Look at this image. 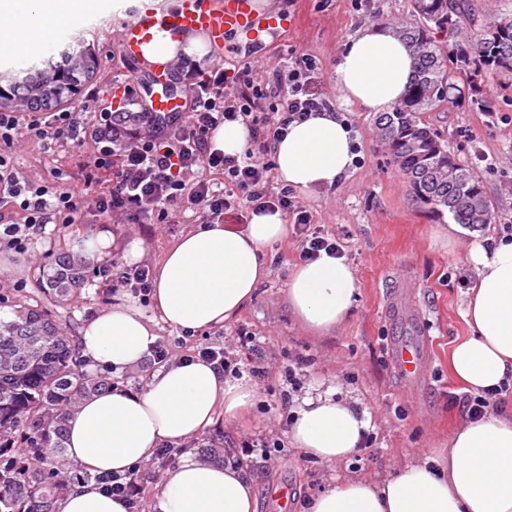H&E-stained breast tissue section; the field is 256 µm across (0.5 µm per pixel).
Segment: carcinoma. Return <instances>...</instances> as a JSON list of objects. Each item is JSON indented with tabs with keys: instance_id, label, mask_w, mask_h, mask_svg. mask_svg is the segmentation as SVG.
Listing matches in <instances>:
<instances>
[{
	"instance_id": "1",
	"label": "carcinoma",
	"mask_w": 512,
	"mask_h": 512,
	"mask_svg": "<svg viewBox=\"0 0 512 512\" xmlns=\"http://www.w3.org/2000/svg\"><path fill=\"white\" fill-rule=\"evenodd\" d=\"M415 23L402 29L415 55L406 97L376 120L390 160L403 175L413 201L457 224L479 228L490 220L491 202L479 177L448 152L441 134L422 114L448 100L458 76L473 83L471 103L485 107L480 82L488 75L512 78V6L481 23L468 0H410ZM60 61L0 71V112H53L72 103L97 75L96 54L72 36ZM461 172L448 180V166ZM87 277L85 261L62 252L41 275L57 303L77 295ZM0 512H59L71 484L92 478L78 473L66 452V420L82 399L112 387L107 375L80 368L70 337L42 305L9 300L0 305Z\"/></svg>"
}]
</instances>
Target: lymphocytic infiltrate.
I'll return each mask as SVG.
<instances>
[{"label":"lymphocytic infiltrate","instance_id":"f902f5d3","mask_svg":"<svg viewBox=\"0 0 512 512\" xmlns=\"http://www.w3.org/2000/svg\"><path fill=\"white\" fill-rule=\"evenodd\" d=\"M192 98L184 119L165 123L150 113H96L97 156L83 182L49 195L20 177L8 155L20 129L38 138L83 143L79 119L70 112H0V244L27 251L46 224L78 223L82 210L104 220L125 216L153 224L170 223L180 207L202 208L209 223H223L241 208L258 213L280 211L291 217L300 236V257L340 255L334 236L311 230V213L298 205L289 187L273 189L270 163L254 157V146L282 137L289 123L322 111L326 102L312 89L315 68L304 54L287 68H276L267 82L257 81L250 64L187 70ZM238 121L250 131L251 146L231 158L212 150L211 140L224 123ZM236 186L237 201L214 190L210 173Z\"/></svg>","mask_w":512,"mask_h":512}]
</instances>
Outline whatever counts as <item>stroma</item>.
I'll return each instance as SVG.
<instances>
[{
	"label": "stroma",
	"instance_id": "obj_1",
	"mask_svg": "<svg viewBox=\"0 0 512 512\" xmlns=\"http://www.w3.org/2000/svg\"><path fill=\"white\" fill-rule=\"evenodd\" d=\"M135 8L134 0H102L96 11L59 33L50 49L34 50L18 61H0V67L17 69L43 61L69 37L83 36L98 55L100 67L71 109L89 113L112 107V87L136 83L139 67L121 47L122 29ZM260 11L288 13L290 22L286 31L267 39L263 49L251 56L254 71L274 69L293 52L308 55L317 67L315 90L349 123L356 138L359 157L348 177L338 186L300 193L296 199L311 212L314 224L335 235L356 273L360 293L352 313L336 330L323 336L306 330L290 313L286 300L289 274L300 262V237L292 228L271 247L270 274L236 317L192 335L182 333L156 320L152 297L113 287L112 281L130 264L126 256L130 241H143L144 265L156 266L182 233L203 221V211L178 209L170 224L126 220L111 225L114 243L108 258L90 263L78 297L53 308L58 325L71 339H79L83 326L98 311L126 298L155 319L157 343L167 351L165 360L191 356L200 345L211 343L225 348L241 372L255 365L265 369L264 378L256 382L260 404L254 412L220 421L175 445L171 455H157L140 465L139 512H155L166 474L186 452L220 457L244 439L278 445L271 457L256 453L246 461L256 482V512H305L307 499L336 476L376 479L396 473L415 457L447 447L449 435L466 416L461 403L465 390L450 369L449 353L456 341L469 334L463 317L475 278L469 242L464 237L449 242L448 217L412 201L403 176L389 162L375 114L345 102L334 84L336 59L348 39L369 23L410 25L409 0H265ZM481 89L487 104L483 110L472 106L466 78L457 79L447 102L425 113L424 120L482 180L492 203L491 220L479 230L486 237L499 235L505 220L512 217V81L493 77L483 81ZM94 141L91 131L78 148L25 132L16 137L12 162L29 183L59 192L77 183L84 167L93 163ZM102 227L95 212L86 210L80 223L66 228L46 225L25 253L1 250L0 289L18 287L24 300H43L38 283L43 266L60 252L74 251L82 239ZM406 295L416 303L433 348L418 389L400 380L387 349L396 306ZM244 334L252 337V346L242 344ZM300 356L305 359L297 372L302 392H311L322 381L335 386L337 397L353 399L369 413L368 447L360 459L328 465L290 447L280 401L288 388L285 368ZM283 489L288 492L284 504L278 499Z\"/></svg>",
	"mask_w": 512,
	"mask_h": 512
}]
</instances>
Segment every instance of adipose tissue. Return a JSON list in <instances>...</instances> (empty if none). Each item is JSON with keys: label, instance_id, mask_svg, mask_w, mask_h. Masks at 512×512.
<instances>
[{"label": "adipose tissue", "instance_id": "adipose-tissue-1", "mask_svg": "<svg viewBox=\"0 0 512 512\" xmlns=\"http://www.w3.org/2000/svg\"><path fill=\"white\" fill-rule=\"evenodd\" d=\"M94 0H0V51L20 59L32 45H51L82 19ZM186 54L202 63L208 48L188 34L162 32L146 46L147 61ZM413 52L389 25L370 24L349 38L334 81L344 100L367 112H385L407 92ZM281 183L307 193L338 185L356 159L349 127L325 109L291 122L273 148ZM281 213L253 215L244 231L203 224L183 233L156 265L154 309L161 321L196 333L224 324L253 299L270 273L271 246L285 238ZM476 282L463 312L469 336L456 342L450 362L467 390L488 393L512 382V237H473L469 249ZM358 281L344 258L321 255L296 265L287 302L307 329L327 333L351 313ZM157 334L133 304L117 301L83 329L81 349L90 367L122 373L138 369ZM254 384L214 365L178 360L153 371L141 389L111 388L82 401L67 421V456L92 474L124 475L164 444H179L251 409ZM370 426L355 402L334 388L298 400L288 429L292 448L326 464L354 455ZM253 480L243 470L186 453L167 474L156 512H255ZM60 512H127L126 502L92 482L72 485ZM307 512H512V416L488 413L464 419L448 446L409 461L377 480L349 476L311 497Z\"/></svg>", "mask_w": 512, "mask_h": 512}]
</instances>
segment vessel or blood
<instances>
[{
	"label": "vessel or blood",
	"mask_w": 512,
	"mask_h": 512,
	"mask_svg": "<svg viewBox=\"0 0 512 512\" xmlns=\"http://www.w3.org/2000/svg\"><path fill=\"white\" fill-rule=\"evenodd\" d=\"M287 24L285 17L257 12L252 0H177L176 7L166 13L147 0L126 24L122 50L128 59L141 61L144 48L163 31L175 38L199 34L217 45L240 34L248 42L260 44ZM171 70V63L156 64L142 68L138 78L139 97L146 111L165 120L185 112V103L171 82ZM389 356L401 379L420 384L431 361L430 340L420 335L391 337Z\"/></svg>",
	"instance_id": "obj_1"
}]
</instances>
